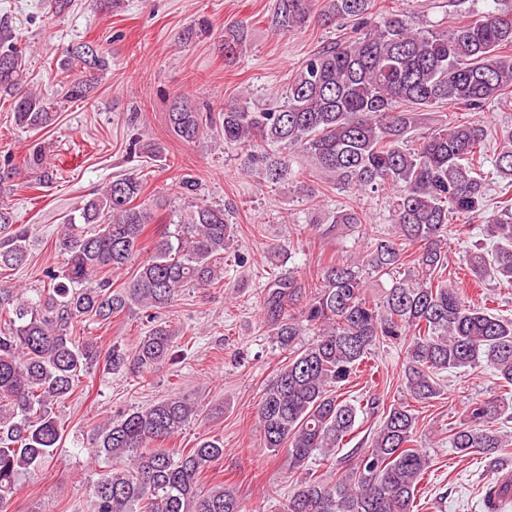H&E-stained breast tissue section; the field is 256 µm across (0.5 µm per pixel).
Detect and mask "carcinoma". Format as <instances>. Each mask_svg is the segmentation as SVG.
<instances>
[{
  "mask_svg": "<svg viewBox=\"0 0 512 512\" xmlns=\"http://www.w3.org/2000/svg\"><path fill=\"white\" fill-rule=\"evenodd\" d=\"M442 29L417 27L387 11L377 18L371 0H327L315 14L311 0H277L272 27L287 33L310 21L355 22L353 36L306 58L288 84L284 104L255 111L241 103L214 112L177 100L169 131L192 143L217 128L224 146L246 149L243 172L267 184L300 181L309 209L322 195L294 172L292 154L306 153L319 172L369 197H389L393 232L381 235L363 211L348 207L315 225L320 239L351 238L363 248L320 262L310 298L297 308L303 285L294 276L273 280L266 292L274 345L283 364L263 389L256 411L264 447L284 449L288 466L333 455L355 431L360 416L379 418L365 444L340 461L335 474L306 473L288 492L283 512H419L418 485L431 460L418 441V410L443 395L442 374L487 366L512 389V317L471 304L466 290L448 281V234L470 238L467 220L489 205V183L475 168L484 159L488 130L482 118L443 122L409 148L416 113L443 104L475 113L512 92V0ZM242 22L224 38V56L243 49ZM110 59L92 42L72 46L58 64L70 99L82 100L109 69ZM79 71V78L72 77ZM22 56L13 33L0 26V95L12 98L16 125L48 127L53 112L40 97L20 89ZM494 160L507 181L497 196L495 218L486 222L488 243L474 245L468 266L474 282L512 284V128L501 131ZM22 165L34 175L28 187L52 181L46 146L33 141ZM142 182L123 174L93 192L70 214L55 246L64 265L45 272L44 286L22 288L0 279V512H8L20 475L51 463L63 440L55 405L68 398L97 365L142 374L179 356L178 328L159 316L186 287L214 288L224 280V252L233 237L231 207L200 201L187 220L157 231L150 257L121 288L102 276L141 253L143 234L157 223L153 207L135 203ZM28 228L0 204V271L28 259ZM388 277L378 298L367 283ZM138 309L148 328L129 354L119 345L102 349L76 336L86 320L107 323ZM313 338L303 340L305 331ZM404 350L403 398L385 405L337 395L362 372L381 345ZM197 406L178 393L134 408L98 427L88 453L112 461L93 488L89 512H244L231 486L201 487L204 471L224 457V440L198 439L186 453L157 448L183 433ZM512 404L492 395L468 403L448 444L460 456L479 455L489 479L485 508L496 512L512 500L501 484Z\"/></svg>",
  "mask_w": 512,
  "mask_h": 512,
  "instance_id": "carcinoma-1",
  "label": "carcinoma"
}]
</instances>
